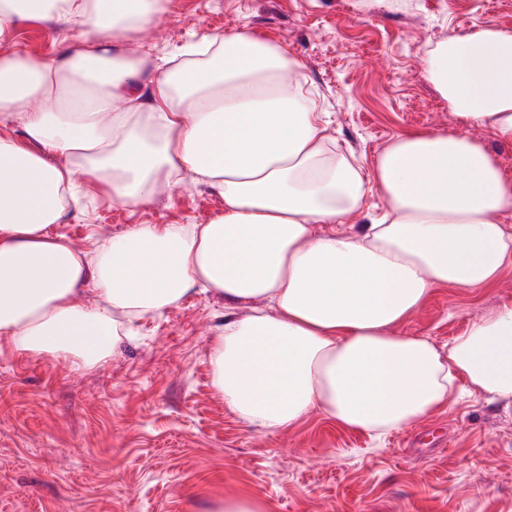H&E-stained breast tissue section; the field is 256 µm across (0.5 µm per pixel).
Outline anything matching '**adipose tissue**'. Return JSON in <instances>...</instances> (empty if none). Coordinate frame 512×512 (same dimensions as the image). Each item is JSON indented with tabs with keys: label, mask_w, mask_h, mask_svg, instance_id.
<instances>
[{
	"label": "adipose tissue",
	"mask_w": 512,
	"mask_h": 512,
	"mask_svg": "<svg viewBox=\"0 0 512 512\" xmlns=\"http://www.w3.org/2000/svg\"><path fill=\"white\" fill-rule=\"evenodd\" d=\"M164 11L165 0H0L1 41L23 21L96 33L53 61L0 54V121L25 133L0 138V337L91 367L118 351L126 322L201 289L229 306L214 387L250 425L281 431L315 409L380 441L461 382L512 402V303L444 349L397 331L436 288H489L512 267V179L486 147L408 132L363 169L337 151L280 44L227 32L188 45L177 67L127 49ZM423 72L460 123L512 143V30L449 34ZM80 175L127 206L204 183L224 210L137 225L90 259L51 232ZM374 191L383 216L346 228ZM89 288L96 304L77 305Z\"/></svg>",
	"instance_id": "1"
}]
</instances>
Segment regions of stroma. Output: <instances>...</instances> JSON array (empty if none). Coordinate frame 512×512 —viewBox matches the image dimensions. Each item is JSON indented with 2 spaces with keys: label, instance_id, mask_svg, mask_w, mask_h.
<instances>
[{
  "label": "stroma",
  "instance_id": "obj_1",
  "mask_svg": "<svg viewBox=\"0 0 512 512\" xmlns=\"http://www.w3.org/2000/svg\"><path fill=\"white\" fill-rule=\"evenodd\" d=\"M495 23L512 29V0H168L129 43L180 56L207 36L246 28L299 59L341 148L363 168L405 132L465 135L512 176V144L462 125L425 80V49L448 33ZM88 29L23 24L0 53L50 60ZM223 199L179 182L136 207L85 186L55 225L82 251L137 224H206ZM512 302V268L491 288H439L397 328L438 346L484 309ZM224 321L207 292L136 322L120 355L76 368L0 339V512H204L240 495L268 512H512V406L461 393L380 442L310 412L269 432L229 414L209 353Z\"/></svg>",
  "mask_w": 512,
  "mask_h": 512
}]
</instances>
